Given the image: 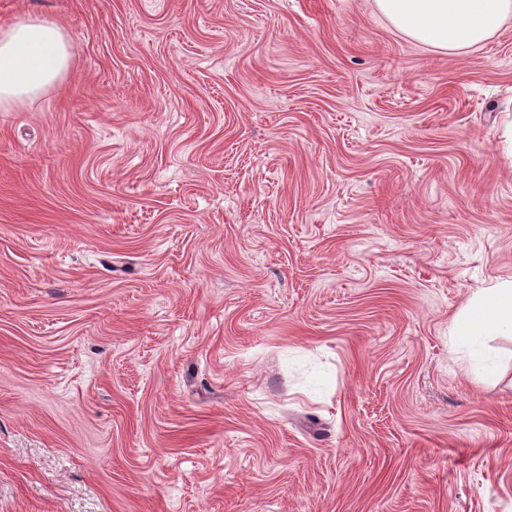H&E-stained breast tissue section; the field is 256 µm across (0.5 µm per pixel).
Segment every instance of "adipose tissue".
<instances>
[{
    "instance_id": "1",
    "label": "adipose tissue",
    "mask_w": 512,
    "mask_h": 512,
    "mask_svg": "<svg viewBox=\"0 0 512 512\" xmlns=\"http://www.w3.org/2000/svg\"><path fill=\"white\" fill-rule=\"evenodd\" d=\"M395 30L410 40L463 56L491 38L512 17V0H374ZM70 66L67 41L53 20L27 16L0 26V111L34 101ZM450 331L471 368L489 372L495 363L482 339L512 335V276L479 289L455 316Z\"/></svg>"
}]
</instances>
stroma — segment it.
I'll list each match as a JSON object with an SVG mask.
<instances>
[{
  "instance_id": "35a3bbf8",
  "label": "stroma",
  "mask_w": 512,
  "mask_h": 512,
  "mask_svg": "<svg viewBox=\"0 0 512 512\" xmlns=\"http://www.w3.org/2000/svg\"><path fill=\"white\" fill-rule=\"evenodd\" d=\"M63 81L0 112V512H512V18L0 0ZM395 30L410 40L463 56L512 17V0H374ZM450 331L471 368L488 373L495 355L483 345L482 336L512 335V276L479 289L452 320Z\"/></svg>"
}]
</instances>
